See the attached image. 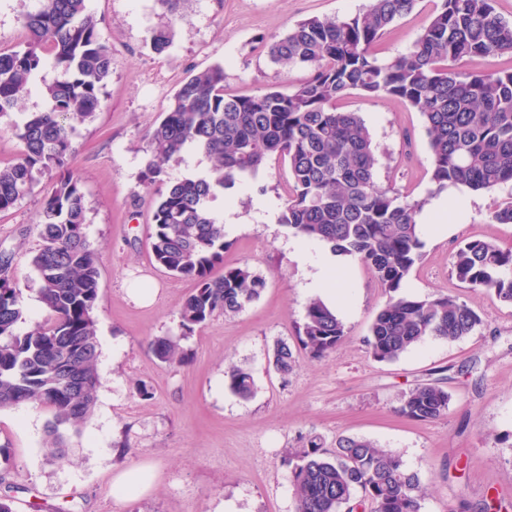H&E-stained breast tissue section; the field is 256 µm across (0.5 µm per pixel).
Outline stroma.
Instances as JSON below:
<instances>
[{
  "label": "stroma",
  "mask_w": 512,
  "mask_h": 512,
  "mask_svg": "<svg viewBox=\"0 0 512 512\" xmlns=\"http://www.w3.org/2000/svg\"><path fill=\"white\" fill-rule=\"evenodd\" d=\"M368 0H183L168 11L159 0H88L100 36L112 53L104 105L78 125L72 166L87 208V237L100 253L95 311L101 386L91 415L64 428L65 461L53 457L48 410L27 405L0 410V496L13 512H294L285 459L316 434L326 446L342 436L365 438L398 455L418 473L422 512H484L486 504L512 512V304L465 287L451 275L452 255L465 240L482 238L512 248V224L489 214L512 193H476L461 224L441 239L422 234V259L403 283L406 295L448 293L481 318L455 342L429 337L393 362L375 360L364 342L386 296L368 269L352 261L350 304L337 307L347 335L338 350L315 359L302 349L296 327L312 294L311 266L293 253L295 236L277 221L288 183L287 165L268 161L246 185L227 190L214 213L231 208L226 226L228 266L246 264L267 286L243 312L219 315L182 336L179 309L194 284L167 274L151 258V217L157 196L141 180L148 159L145 134L167 111L179 83L214 64L224 67L228 92L248 95L273 87L286 92L309 72H284L263 49L269 36L313 16L348 17ZM440 0H418L381 44L384 55L406 52ZM168 28L171 47L150 46L153 30ZM33 92L23 112L45 109ZM343 109L360 113L377 147L376 179L413 199L428 196L430 152L420 113L396 99L355 94ZM23 112L0 116V164L22 149L12 130ZM40 188L0 213V251L14 256L26 325L42 320L30 258L32 232L48 177ZM157 289L149 306L134 304L129 285ZM179 339L189 363L171 366L147 349L156 337ZM287 342L295 369L281 375L273 352ZM123 347L113 355V344ZM250 370L251 397L234 394L229 368ZM438 382L450 396L448 413L415 421L398 412L403 397ZM152 396H140L139 386ZM150 468L155 483L135 499L113 495L121 472Z\"/></svg>",
  "instance_id": "obj_1"
}]
</instances>
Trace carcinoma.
Here are the masks:
<instances>
[{
	"mask_svg": "<svg viewBox=\"0 0 512 512\" xmlns=\"http://www.w3.org/2000/svg\"><path fill=\"white\" fill-rule=\"evenodd\" d=\"M27 14L24 45L0 48V116L18 111L32 79L46 65L64 78L45 87L49 106L27 112L15 135L20 155L0 165V212H5L48 173L42 197L38 245L31 265L46 317L25 334L21 291L10 276L13 257L0 253V409L47 407L48 431L65 457L63 426H76L92 411L101 385L94 312L100 270L90 244L84 193L71 166L75 124L94 117L112 75V55L99 36V21L87 0H39ZM417 0H370L346 17H310L266 43L271 63L283 70L307 69L310 76L284 93L251 95L224 91V65L191 74L179 85L162 118L146 134L148 159L143 181L156 187L151 250L167 272L195 283L180 307L182 336L213 317L234 315L256 301L265 278L248 265L224 266V224L210 208L219 191L253 176L271 158L288 163V186L278 223L302 240H317L332 252L360 261L389 295L374 317L366 345L379 362L397 360L428 336L454 342L480 324L475 309L450 294L419 298L401 293L403 281L422 257L418 216L426 204L378 185V159L368 126L340 102L357 92L371 100H401L420 113L431 153L430 181L439 193L463 185L494 191L512 184V70L494 73L448 67L475 57H512V22L494 0H441L410 50L379 56L385 35L414 10ZM171 34L157 29L151 47L162 53ZM189 151L211 162L200 176L172 179L163 163ZM496 224H512V200L490 213ZM452 274L470 287L512 303V248L487 239L458 246ZM296 336L314 358L334 353L346 336L342 319L322 299L306 308ZM161 362L180 366L178 341L162 336L148 343ZM275 369L286 376L296 357L276 345ZM229 389L254 393L251 373L227 372ZM448 391L420 384L398 412L416 421L448 412ZM286 463L295 490V512H421L417 473L399 456L366 439L341 437L333 447L318 435Z\"/></svg>",
	"mask_w": 512,
	"mask_h": 512,
	"instance_id": "obj_1",
	"label": "carcinoma"
}]
</instances>
